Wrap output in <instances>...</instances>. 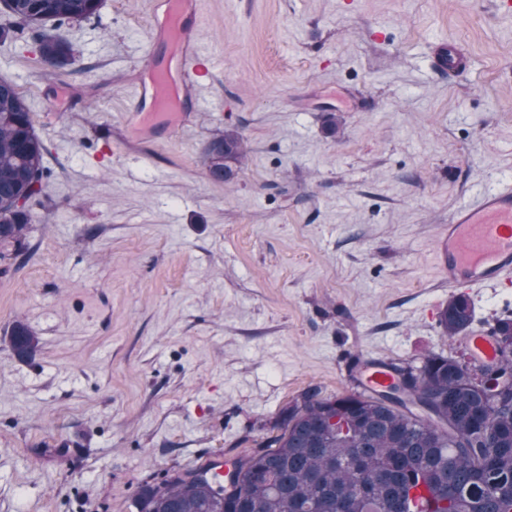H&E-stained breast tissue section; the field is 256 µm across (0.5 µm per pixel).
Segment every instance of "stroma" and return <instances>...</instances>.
I'll list each match as a JSON object with an SVG mask.
<instances>
[{"label":"stroma","instance_id":"1","mask_svg":"<svg viewBox=\"0 0 512 512\" xmlns=\"http://www.w3.org/2000/svg\"><path fill=\"white\" fill-rule=\"evenodd\" d=\"M150 0H103L61 27L77 73L31 34L0 43L53 176L32 256L0 264V512H134L147 482L248 455L307 389L350 392L345 361L465 355L439 325L434 254L453 208L512 179V16L495 0H199L214 68L201 112L126 115ZM462 47L466 70L431 52ZM336 114L337 131L326 117ZM251 146L228 182L202 153ZM472 331L512 288L463 291ZM434 60L436 69L444 74L465 70L468 66L467 57L451 43L437 45ZM250 148L237 127H228L212 140L205 154V165L209 174L218 181L233 175L232 164L244 159ZM4 342L19 359L32 357L39 349L40 339L26 324L18 321L7 332Z\"/></svg>","mask_w":512,"mask_h":512}]
</instances>
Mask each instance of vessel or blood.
Segmentation results:
<instances>
[{"mask_svg":"<svg viewBox=\"0 0 512 512\" xmlns=\"http://www.w3.org/2000/svg\"><path fill=\"white\" fill-rule=\"evenodd\" d=\"M185 0H155L151 6L156 21L152 35L169 42L177 59L169 67L150 59V79L137 86V100L152 99L163 105L166 98H179L188 87L199 83L212 68V60L204 50L195 23L186 19ZM435 66L441 73L466 69L467 57L454 45H437ZM437 263L449 288H465L479 283L512 279V181L504 180L484 191L475 201L460 204L448 215L443 225L437 250ZM472 359L481 363L494 360L497 347L491 336L470 339ZM390 369L369 367L358 378L359 386L368 393L391 384Z\"/></svg>","mask_w":512,"mask_h":512,"instance_id":"obj_1","label":"vessel or blood"}]
</instances>
